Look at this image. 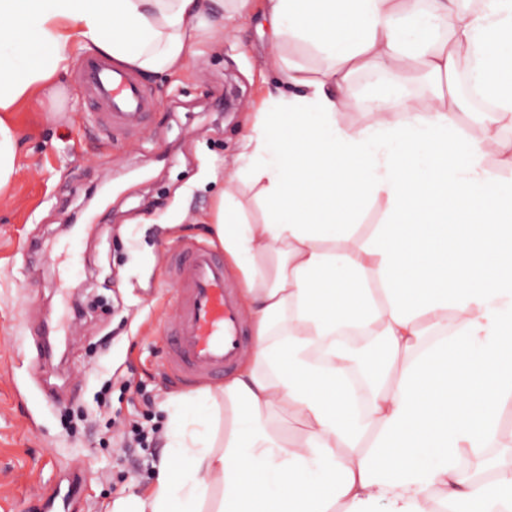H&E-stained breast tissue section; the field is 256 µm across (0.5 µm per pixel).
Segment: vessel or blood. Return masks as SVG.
Segmentation results:
<instances>
[{"mask_svg":"<svg viewBox=\"0 0 512 512\" xmlns=\"http://www.w3.org/2000/svg\"><path fill=\"white\" fill-rule=\"evenodd\" d=\"M82 85L101 107L109 128L126 132L143 126L151 100L125 69L86 60ZM172 274L180 288L176 317L165 337L168 368L187 381L223 378L249 346L224 259L205 245L185 247L174 256ZM82 484L81 474L71 473L66 490L51 491L46 506L68 512Z\"/></svg>","mask_w":512,"mask_h":512,"instance_id":"obj_1","label":"vessel or blood"}]
</instances>
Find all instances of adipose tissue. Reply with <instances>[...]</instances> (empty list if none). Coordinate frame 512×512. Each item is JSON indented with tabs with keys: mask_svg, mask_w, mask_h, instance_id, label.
I'll return each mask as SVG.
<instances>
[{
	"mask_svg": "<svg viewBox=\"0 0 512 512\" xmlns=\"http://www.w3.org/2000/svg\"><path fill=\"white\" fill-rule=\"evenodd\" d=\"M0 0V191L15 173L3 115L94 53L179 75L207 13L222 37L261 6L284 93L224 169L211 230L240 273L252 355L223 388L170 396L174 451L149 492L108 512H512V466L464 474L512 405V0ZM289 47L323 68L290 63ZM489 115L462 132L460 62ZM431 85L419 108L404 76ZM394 77L369 97L358 74ZM371 113L354 131L343 113ZM251 187L264 219L249 221ZM383 202L370 237L359 220ZM302 430L289 436L287 424ZM221 492L213 507L210 490Z\"/></svg>",
	"mask_w": 512,
	"mask_h": 512,
	"instance_id": "adipose-tissue-1",
	"label": "adipose tissue"
}]
</instances>
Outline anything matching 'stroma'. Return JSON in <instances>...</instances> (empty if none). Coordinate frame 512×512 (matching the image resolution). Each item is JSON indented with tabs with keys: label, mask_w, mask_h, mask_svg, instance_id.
I'll use <instances>...</instances> for the list:
<instances>
[{
	"label": "stroma",
	"mask_w": 512,
	"mask_h": 512,
	"mask_svg": "<svg viewBox=\"0 0 512 512\" xmlns=\"http://www.w3.org/2000/svg\"><path fill=\"white\" fill-rule=\"evenodd\" d=\"M199 48L181 75L141 78L152 108L135 133L107 136L76 111L75 70L10 115L20 168L0 195V512H28L70 470L86 478L79 512L144 494L169 454L168 394L219 386L183 384L167 366L170 256L214 243L224 164L282 84L262 63L260 18H241L232 40L207 32ZM47 319L65 328L42 364ZM112 418L154 430L157 447L126 457Z\"/></svg>",
	"instance_id": "obj_1"
}]
</instances>
